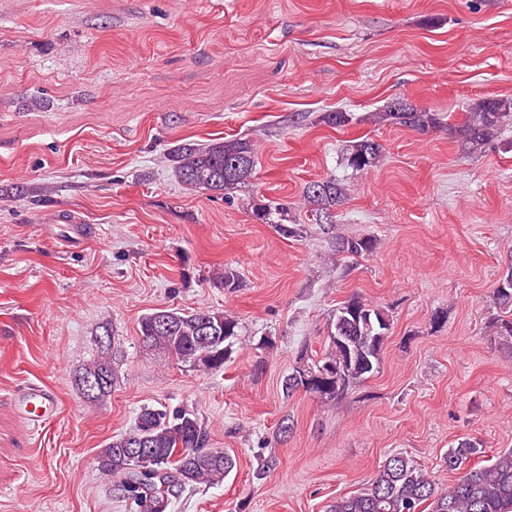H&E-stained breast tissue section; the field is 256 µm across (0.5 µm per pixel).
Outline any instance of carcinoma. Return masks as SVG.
Returning a JSON list of instances; mask_svg holds the SVG:
<instances>
[{
    "mask_svg": "<svg viewBox=\"0 0 512 512\" xmlns=\"http://www.w3.org/2000/svg\"><path fill=\"white\" fill-rule=\"evenodd\" d=\"M463 122H445L438 112H427L411 103H391L370 114L376 125H400L419 132L447 131L459 147L481 153L504 127L512 125V98H484L470 104ZM383 146L368 135L346 145L342 160L355 173L378 167ZM168 160L176 181L192 191L222 194L251 178L255 167V144L246 136L213 139L207 143L179 144ZM342 180L329 176L303 188L306 206L326 218L347 200ZM255 219L275 224L288 237L303 228L288 208L273 201L252 206ZM377 246L370 235L340 236L335 251L351 257L368 256ZM495 300L504 315L492 323L494 334L512 340V272L499 281ZM390 311L359 296L336 307L330 322L328 344L318 357L302 356L300 365L286 375L282 391L289 395L301 384L302 375L317 377L313 393L328 401L338 400L378 372L382 354L392 334ZM237 316L226 311L161 307L144 315L139 333L144 347L177 362L220 371L240 336ZM118 350L114 340L97 347V354L82 368V374L107 371L108 384L91 397L101 403L118 381ZM206 426L185 407L145 405L134 426L112 437L98 453V467L109 483L133 500L138 512H168L173 498L200 484H218L236 467L235 459L219 448H209ZM484 453L481 444L469 438L457 441L442 457L444 467L456 474L446 489L420 465L396 453L388 456L358 492L340 496L327 512H512V448L496 453L487 465L471 463Z\"/></svg>",
    "mask_w": 512,
    "mask_h": 512,
    "instance_id": "obj_1",
    "label": "carcinoma"
}]
</instances>
